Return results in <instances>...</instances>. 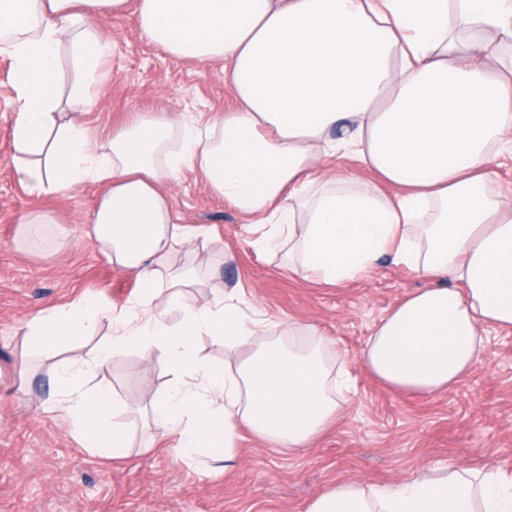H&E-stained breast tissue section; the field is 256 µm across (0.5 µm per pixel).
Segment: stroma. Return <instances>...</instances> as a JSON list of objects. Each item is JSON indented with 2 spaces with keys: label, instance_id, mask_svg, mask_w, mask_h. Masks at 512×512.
I'll list each match as a JSON object with an SVG mask.
<instances>
[{
  "label": "stroma",
  "instance_id": "1",
  "mask_svg": "<svg viewBox=\"0 0 512 512\" xmlns=\"http://www.w3.org/2000/svg\"><path fill=\"white\" fill-rule=\"evenodd\" d=\"M100 30L110 50L93 88L100 105L85 116L95 134L111 133L132 112L208 118L233 106L219 66L170 56L141 35L134 12L104 18ZM15 101L11 62L0 55V512H304L341 481L383 487L439 478L452 465L512 473V327L496 329L483 363L449 390L387 385L359 360L376 324L422 280L390 254L343 285L304 279L281 253L259 251L265 226L225 204L193 168L171 184V203L192 239L171 262L199 273L194 300L205 304L216 290L237 286L246 316L314 325L332 341L353 392L342 418L311 447H281L244 429L232 461L218 453L189 465L177 455V436H156L150 426V404L168 379L132 349L94 378L111 390L106 418L131 430L130 445L112 456L85 447L75 423L41 410L54 390L21 326L37 311L84 297L123 304L137 284L87 234L96 186L56 198L17 180ZM33 209L57 218L39 240L19 234L21 216Z\"/></svg>",
  "mask_w": 512,
  "mask_h": 512
}]
</instances>
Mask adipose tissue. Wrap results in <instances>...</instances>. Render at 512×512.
<instances>
[{
  "mask_svg": "<svg viewBox=\"0 0 512 512\" xmlns=\"http://www.w3.org/2000/svg\"><path fill=\"white\" fill-rule=\"evenodd\" d=\"M128 2L0 0L19 181L56 196L100 185L92 237L139 288L119 307L77 300L26 321L32 350L49 360L96 335L101 320L111 325L81 366L55 367L51 410L91 446L124 447L127 430L104 421L112 393L93 374L136 348L170 378L151 416L157 432L178 434L182 460L216 448L232 459L244 427L304 448L340 420L351 383L332 379L315 328L285 324L266 339L267 319L246 318L238 293L197 306L196 272L172 268L175 246L191 239L166 187L186 167L269 225L261 247L283 251L295 273L342 285L390 253L428 280L374 328L363 357L372 376L430 394L480 364L487 329L512 327V199L490 170L512 152V79L502 78L512 61L500 56L512 43V0H136L142 35L169 55L220 64L236 104L203 123L137 112L94 137L83 113L59 109L60 48L70 44L80 72L70 99L95 108L91 85L108 51L96 23ZM459 27L497 30L500 42L462 43ZM340 124L344 136L330 139ZM344 157L382 186L332 166ZM203 334L241 357L221 366L200 358ZM305 512H512V476L491 467L382 488L339 482Z\"/></svg>",
  "mask_w": 512,
  "mask_h": 512,
  "instance_id": "ef3b65f1",
  "label": "adipose tissue"
}]
</instances>
